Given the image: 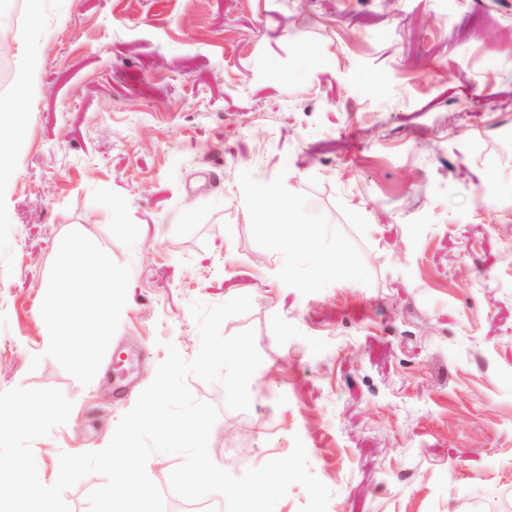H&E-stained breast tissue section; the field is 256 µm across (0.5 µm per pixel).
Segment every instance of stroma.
I'll use <instances>...</instances> for the list:
<instances>
[{
	"instance_id": "35a3bbf8",
	"label": "stroma",
	"mask_w": 512,
	"mask_h": 512,
	"mask_svg": "<svg viewBox=\"0 0 512 512\" xmlns=\"http://www.w3.org/2000/svg\"><path fill=\"white\" fill-rule=\"evenodd\" d=\"M39 67L13 55L0 104L23 125L0 187V392L57 388L66 424L31 448H105L192 302L247 295L221 331L255 333L248 410L219 411L230 474L302 440L328 512H512V0H0ZM290 198L295 224L259 184ZM319 249L283 270V236ZM121 304L83 334V235ZM347 271L322 272L325 259Z\"/></svg>"
}]
</instances>
